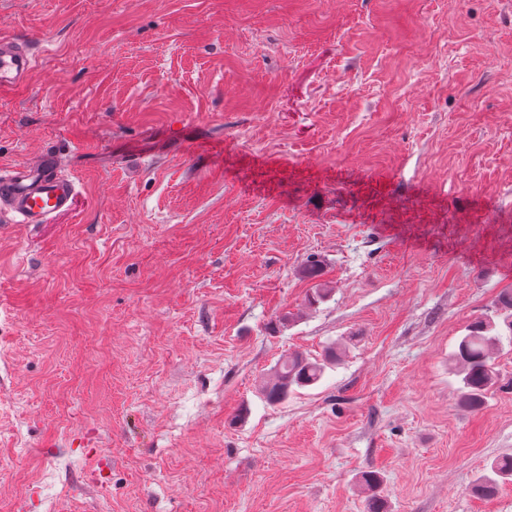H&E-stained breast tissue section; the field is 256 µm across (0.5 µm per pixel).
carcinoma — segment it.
Segmentation results:
<instances>
[{
	"mask_svg": "<svg viewBox=\"0 0 512 512\" xmlns=\"http://www.w3.org/2000/svg\"><path fill=\"white\" fill-rule=\"evenodd\" d=\"M495 328L491 319L471 325L451 357L463 374L461 403L473 410L484 404L487 393L497 382L494 350L501 343V336L494 333ZM324 371L325 364L318 360L294 354L276 365L271 376L262 382L261 393L268 403H281L295 389L317 384Z\"/></svg>",
	"mask_w": 512,
	"mask_h": 512,
	"instance_id": "1",
	"label": "carcinoma"
}]
</instances>
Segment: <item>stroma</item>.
<instances>
[{"instance_id":"35a3bbf8","label":"stroma","mask_w":512,"mask_h":512,"mask_svg":"<svg viewBox=\"0 0 512 512\" xmlns=\"http://www.w3.org/2000/svg\"><path fill=\"white\" fill-rule=\"evenodd\" d=\"M1 35L47 52L0 164L79 193L0 223V512H367L368 472L388 512H512L473 491L512 344L476 411L450 361L512 292V0H0ZM325 363L311 360L302 354L288 356L278 365L271 376L261 385V393L270 404H278L288 398L295 388L317 384L323 377Z\"/></svg>"}]
</instances>
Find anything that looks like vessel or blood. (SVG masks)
<instances>
[{
    "label": "vessel or blood",
    "mask_w": 512,
    "mask_h": 512,
    "mask_svg": "<svg viewBox=\"0 0 512 512\" xmlns=\"http://www.w3.org/2000/svg\"><path fill=\"white\" fill-rule=\"evenodd\" d=\"M42 49L31 41L0 36V89L23 84L37 66ZM76 185L64 173L59 154L0 166V220L45 224L72 211Z\"/></svg>",
    "instance_id": "vessel-or-blood-1"
}]
</instances>
